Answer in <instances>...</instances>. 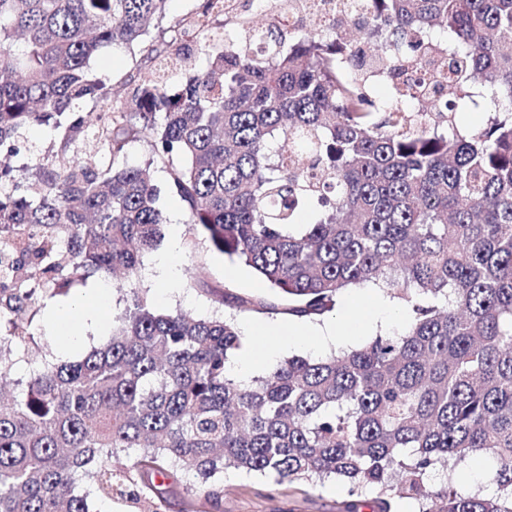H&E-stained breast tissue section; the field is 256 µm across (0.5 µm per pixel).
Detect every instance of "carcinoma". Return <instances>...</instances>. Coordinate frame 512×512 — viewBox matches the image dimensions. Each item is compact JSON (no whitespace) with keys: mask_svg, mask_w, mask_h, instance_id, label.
Returning a JSON list of instances; mask_svg holds the SVG:
<instances>
[{"mask_svg":"<svg viewBox=\"0 0 512 512\" xmlns=\"http://www.w3.org/2000/svg\"><path fill=\"white\" fill-rule=\"evenodd\" d=\"M168 0H0V148L31 125L62 161L0 191V387L34 341V280L56 290L120 277L127 308L81 359L43 360L20 400H0V512H91L90 493L163 512L176 474L188 512L217 509L227 468L279 481L334 475L372 491L371 512H512V0H364L288 38L255 22L146 43ZM141 47L182 71L140 76L112 101L91 62ZM371 74L385 77L375 95ZM78 102L103 103L92 129ZM488 114L466 131L464 112ZM170 166L189 233L252 267L286 302L222 292L243 310L313 320L347 289L406 304L407 329L312 360L292 356L242 386L226 364L230 317L161 312L134 287L161 237L159 189L121 161L140 137ZM95 138L103 168L76 159ZM310 211L304 223L301 216ZM138 450L126 470L113 458ZM489 455L491 494L428 483Z\"/></svg>","mask_w":512,"mask_h":512,"instance_id":"cac0c4a2","label":"carcinoma"}]
</instances>
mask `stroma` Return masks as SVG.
I'll use <instances>...</instances> for the list:
<instances>
[{
    "instance_id": "1",
    "label": "stroma",
    "mask_w": 512,
    "mask_h": 512,
    "mask_svg": "<svg viewBox=\"0 0 512 512\" xmlns=\"http://www.w3.org/2000/svg\"><path fill=\"white\" fill-rule=\"evenodd\" d=\"M92 68L99 77L112 79L116 97L126 98L131 95L135 80L148 70L149 65L139 52L108 47L93 60ZM58 148L55 131L46 126L31 130L26 139L19 142L17 154L10 158L15 180L29 184L31 173L26 166L31 158L37 156L46 163L57 160ZM125 158L129 163L151 167L154 182L161 190L159 206L165 222L180 228L177 257L180 276L172 289L163 290L150 273L158 253L166 250L167 240H160L156 248L143 257L135 286L147 292L153 306L161 311H183L198 319L225 315L233 318L241 330L252 324L288 323V316L282 314L242 311L221 302L218 290L224 286L232 293L255 297L270 296L273 290L243 262L229 258L204 243H193L185 204L168 188L167 173L157 163L150 139L142 137L129 142ZM99 288L108 292L107 305L100 315L82 314L75 318L73 328L79 336L78 343H70L68 336L49 333L46 325L49 307L72 306ZM126 306L125 293L118 290L111 277L98 273L65 294L54 296L49 290H40L34 323L35 341L29 346L26 361L19 363L16 378L26 379L33 364L45 357L63 362L81 358L107 339L112 332L113 320L124 313ZM219 480L224 486L219 512H346L352 501L348 484L334 476L314 481L281 482L270 475L228 468Z\"/></svg>"
}]
</instances>
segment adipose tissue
<instances>
[{
    "mask_svg": "<svg viewBox=\"0 0 512 512\" xmlns=\"http://www.w3.org/2000/svg\"><path fill=\"white\" fill-rule=\"evenodd\" d=\"M369 308L374 311L375 316L364 323L342 320L336 324L312 330L292 324L288 329L280 332L265 326L248 327L247 333L252 339V344L249 349L239 353L232 370L240 378H247L256 369L274 363L279 356L281 346L286 344L300 343L315 352L329 343H348L355 336L360 335L364 328L375 327L378 316L390 311L388 304L376 297L370 300Z\"/></svg>",
    "mask_w": 512,
    "mask_h": 512,
    "instance_id": "1",
    "label": "adipose tissue"
}]
</instances>
